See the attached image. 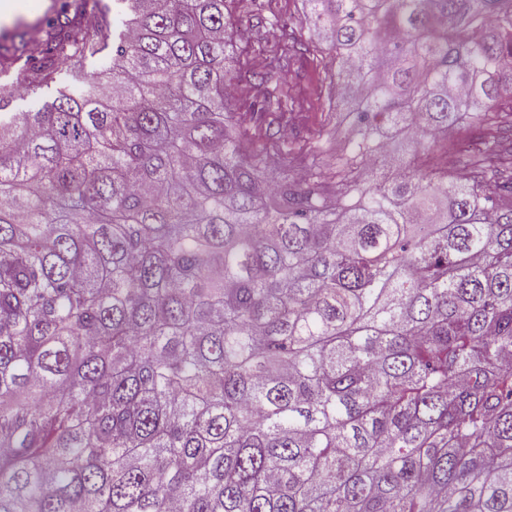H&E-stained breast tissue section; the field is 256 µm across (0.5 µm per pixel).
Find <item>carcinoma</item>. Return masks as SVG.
Wrapping results in <instances>:
<instances>
[{"mask_svg": "<svg viewBox=\"0 0 512 512\" xmlns=\"http://www.w3.org/2000/svg\"><path fill=\"white\" fill-rule=\"evenodd\" d=\"M226 2L0 45V512H512V0H305L352 149L274 183Z\"/></svg>", "mask_w": 512, "mask_h": 512, "instance_id": "carcinoma-1", "label": "carcinoma"}]
</instances>
